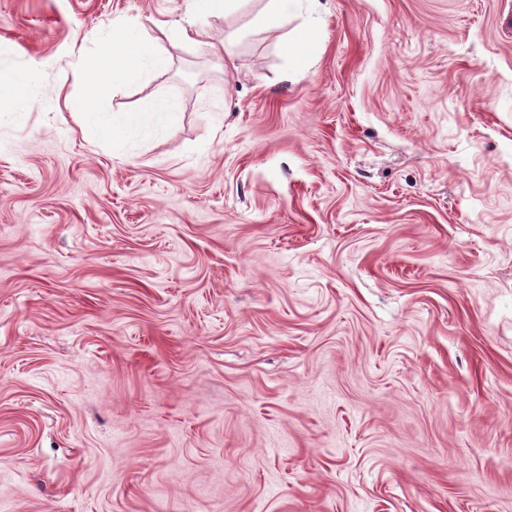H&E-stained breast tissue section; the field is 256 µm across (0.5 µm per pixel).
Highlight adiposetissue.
I'll list each match as a JSON object with an SVG mask.
<instances>
[{
	"label": "adipose tissue",
	"mask_w": 512,
	"mask_h": 512,
	"mask_svg": "<svg viewBox=\"0 0 512 512\" xmlns=\"http://www.w3.org/2000/svg\"><path fill=\"white\" fill-rule=\"evenodd\" d=\"M99 50L81 59L74 68L75 79L85 88L84 97L73 103L72 110L80 125L103 140L157 125L173 113L174 105L166 98L156 97L133 112L101 111L97 99L102 77H109L113 86H121L139 78L147 69L159 66L162 56L148 49L149 35L127 21L113 23L107 33L98 35Z\"/></svg>",
	"instance_id": "adipose-tissue-1"
}]
</instances>
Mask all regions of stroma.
Returning a JSON list of instances; mask_svg holds the SVG:
<instances>
[{
    "label": "stroma",
    "mask_w": 512,
    "mask_h": 512,
    "mask_svg": "<svg viewBox=\"0 0 512 512\" xmlns=\"http://www.w3.org/2000/svg\"><path fill=\"white\" fill-rule=\"evenodd\" d=\"M265 5L0 0V512H512V0ZM98 52L81 59L74 68L75 79L85 87V96L71 104L80 125L103 140L112 143L121 135L157 125L174 112L173 103L163 97L145 102L133 112H102L97 104L101 78L112 79V87L139 78L147 69L161 65L164 58L147 49L149 34L127 21L113 23L106 34L95 35ZM161 34L174 42L192 44L207 54L224 55V58L227 59H232L236 52L237 41L234 34L225 37L224 43L220 45L200 40L199 32L191 25L189 27L181 26L175 30L167 29L161 31Z\"/></svg>",
    "instance_id": "stroma-1"
}]
</instances>
